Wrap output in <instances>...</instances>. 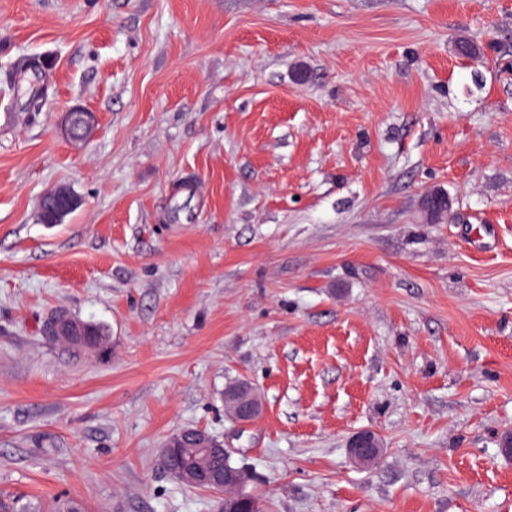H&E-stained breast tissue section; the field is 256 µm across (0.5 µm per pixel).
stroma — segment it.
Here are the masks:
<instances>
[{"label":"stroma","mask_w":512,"mask_h":512,"mask_svg":"<svg viewBox=\"0 0 512 512\" xmlns=\"http://www.w3.org/2000/svg\"><path fill=\"white\" fill-rule=\"evenodd\" d=\"M187 427L262 512H512V0H0V494L223 512ZM94 126V114L81 108L63 113L60 122L61 132L73 142H80L87 138L92 133ZM67 193V189L63 187L55 188L54 190L49 191L40 202V217L41 220L45 224H59L62 222L63 218L66 216L67 211L70 206L73 204L72 200ZM51 199L56 204L54 209L48 210V205H46V201ZM51 212V217L48 222H45V216L47 212ZM232 402L229 406V402ZM227 413L239 425H248L261 414L262 405L251 385L230 387L224 394ZM204 434L200 442L205 443L203 448H219L224 450V456L219 454H210L202 448H187L191 437H187L181 441V446L169 448L168 457H163L164 467L178 468L184 464H191V466L205 471L215 469H224V474L213 478L211 481L215 488L221 490L224 495V511L225 512H239L237 507L241 503H251L256 505L253 499V494L247 491V488L254 484L257 479L256 473L245 466H236L232 469L224 467V463H228L231 454L227 448H223V444L216 442V439L205 434L204 431L191 430L189 432L183 431V434L189 433L194 436L196 433ZM184 448H180V447ZM382 447V442L375 432L360 431L349 440V457L358 467L367 468L380 459L384 451Z\"/></svg>","instance_id":"stroma-1"}]
</instances>
